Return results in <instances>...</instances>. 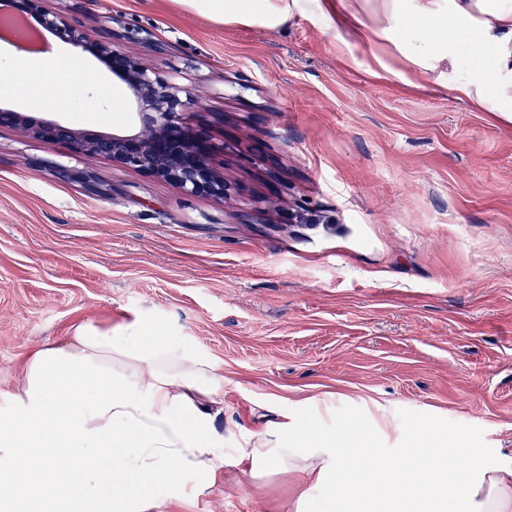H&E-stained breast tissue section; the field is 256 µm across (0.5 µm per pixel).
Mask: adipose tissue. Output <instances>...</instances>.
Here are the masks:
<instances>
[{
    "instance_id": "ef3b65f1",
    "label": "adipose tissue",
    "mask_w": 512,
    "mask_h": 512,
    "mask_svg": "<svg viewBox=\"0 0 512 512\" xmlns=\"http://www.w3.org/2000/svg\"><path fill=\"white\" fill-rule=\"evenodd\" d=\"M234 26L273 31L296 15L352 26L369 48L441 75L462 48L483 65L455 85L458 99L512 121V0H180ZM415 19L434 37L415 49L397 24ZM456 37H449V30ZM22 78L32 97L70 82L66 61L34 56ZM216 364L159 336L147 323L102 330L78 326L58 347L26 359L19 389L0 411V512H150L152 490L190 477L208 484L224 463L223 409ZM347 442L303 433L286 448L264 438L236 451L250 475L311 477L318 499L296 512H512V464L481 463V449L456 438L451 449L419 434L406 447L372 448L347 468ZM468 460L449 473L450 457Z\"/></svg>"
}]
</instances>
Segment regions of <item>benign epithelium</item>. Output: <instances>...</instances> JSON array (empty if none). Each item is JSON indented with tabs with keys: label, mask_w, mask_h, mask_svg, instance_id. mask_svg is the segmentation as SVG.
<instances>
[{
	"label": "benign epithelium",
	"mask_w": 512,
	"mask_h": 512,
	"mask_svg": "<svg viewBox=\"0 0 512 512\" xmlns=\"http://www.w3.org/2000/svg\"><path fill=\"white\" fill-rule=\"evenodd\" d=\"M17 13L35 16L40 25L81 52L105 60L112 74L124 82L135 98L140 129L130 135H104L76 129L56 120L13 109H0V127L54 143H65L77 153H92L111 159L147 176L174 184L188 196H207L224 201L227 185L214 164L219 146L209 126L194 122L192 89L166 79L127 54L123 41L130 29L112 34V42L90 41L49 3V0H15Z\"/></svg>",
	"instance_id": "7a95c632"
}]
</instances>
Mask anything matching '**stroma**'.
Returning <instances> with one entry per match:
<instances>
[{"mask_svg": "<svg viewBox=\"0 0 512 512\" xmlns=\"http://www.w3.org/2000/svg\"><path fill=\"white\" fill-rule=\"evenodd\" d=\"M50 3L94 42L137 29L125 51L194 88L229 190L188 197L0 127V404L35 348L146 320L216 363L225 447L284 448L301 422L341 439L357 420L379 448L431 426L512 462V122L457 99L473 66L437 86L401 60L400 81L310 16L267 31L176 0ZM47 51L76 83L0 106L133 128L107 65L54 36ZM304 488L230 458L196 496L154 488L152 512H293Z\"/></svg>", "mask_w": 512, "mask_h": 512, "instance_id": "obj_1", "label": "stroma"}]
</instances>
